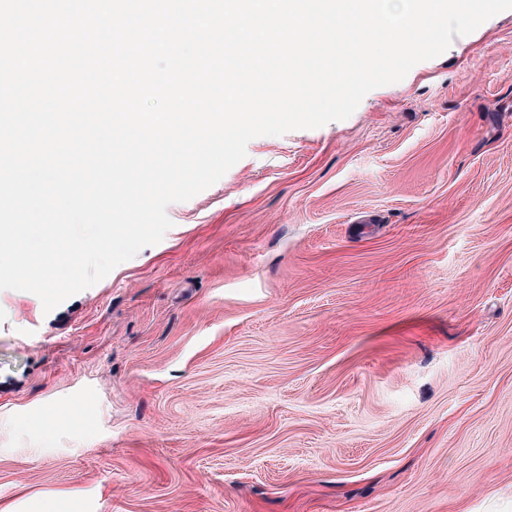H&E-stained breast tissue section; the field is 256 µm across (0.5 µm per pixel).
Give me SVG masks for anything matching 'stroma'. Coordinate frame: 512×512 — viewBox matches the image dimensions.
<instances>
[{"label":"stroma","instance_id":"stroma-1","mask_svg":"<svg viewBox=\"0 0 512 512\" xmlns=\"http://www.w3.org/2000/svg\"><path fill=\"white\" fill-rule=\"evenodd\" d=\"M167 214L0 290V512H512V10Z\"/></svg>","mask_w":512,"mask_h":512}]
</instances>
